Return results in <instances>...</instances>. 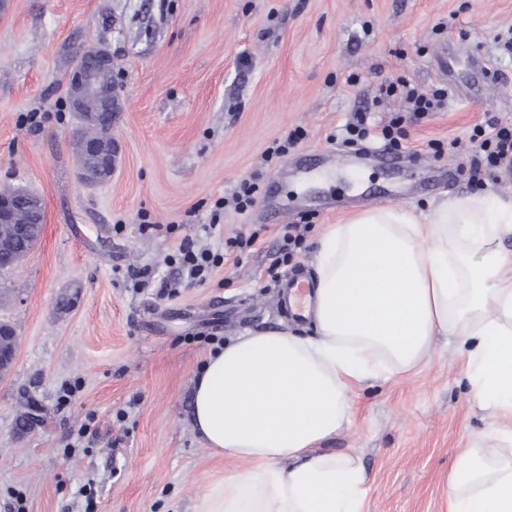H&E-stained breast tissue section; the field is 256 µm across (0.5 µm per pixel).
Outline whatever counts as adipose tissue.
<instances>
[{
    "label": "adipose tissue",
    "mask_w": 512,
    "mask_h": 512,
    "mask_svg": "<svg viewBox=\"0 0 512 512\" xmlns=\"http://www.w3.org/2000/svg\"><path fill=\"white\" fill-rule=\"evenodd\" d=\"M512 197L443 200L428 212L376 208L325 225L310 336L250 332L195 380L193 424L246 465L211 484L194 512H363L357 456L319 450L350 422L353 383L416 372L453 333L481 406L497 422L460 450L449 512H512Z\"/></svg>",
    "instance_id": "1"
}]
</instances>
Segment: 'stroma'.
Masks as SVG:
<instances>
[{
  "label": "stroma",
  "instance_id": "1",
  "mask_svg": "<svg viewBox=\"0 0 512 512\" xmlns=\"http://www.w3.org/2000/svg\"><path fill=\"white\" fill-rule=\"evenodd\" d=\"M510 25L512 0H0V187L29 189L44 209L36 246L0 271V322L17 338L0 376V512H83L84 485L99 512H194L238 467L193 428L212 337L289 323L268 272L284 224L265 217L266 187L291 206L287 222L305 225L293 263L310 269L323 226L365 209L367 189L422 211L480 189L512 197L503 168L469 181L465 147L488 118L512 125V57L493 43ZM97 42L112 53L119 154L111 180L90 186L66 90L76 48ZM444 43L499 77L480 100L404 122L407 170L338 139L356 106L376 118L401 109L380 98L384 81L440 87L430 61ZM30 112L39 126L25 123ZM297 128L303 139L265 165L267 147ZM304 153L319 156L317 175L294 172ZM341 153L356 167L336 166ZM253 175V206L225 205L219 232L204 233L215 201ZM144 212L161 231H141ZM254 230L248 262L225 261L204 284L167 261L184 237L217 251ZM144 267L152 279L135 284L130 270ZM465 371L453 338L438 336L418 373L353 385L350 426L320 448L359 457L364 512H448L458 450L494 422Z\"/></svg>",
  "mask_w": 512,
  "mask_h": 512
}]
</instances>
